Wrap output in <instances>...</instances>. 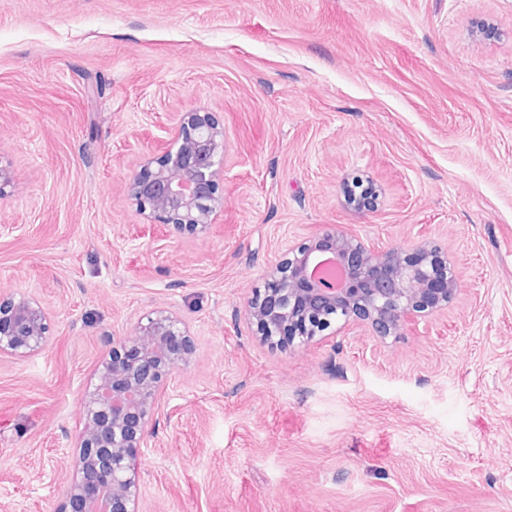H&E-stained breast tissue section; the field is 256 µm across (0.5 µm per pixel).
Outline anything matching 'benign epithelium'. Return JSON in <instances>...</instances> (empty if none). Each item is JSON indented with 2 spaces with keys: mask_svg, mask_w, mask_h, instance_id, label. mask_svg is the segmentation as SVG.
<instances>
[{
  "mask_svg": "<svg viewBox=\"0 0 512 512\" xmlns=\"http://www.w3.org/2000/svg\"><path fill=\"white\" fill-rule=\"evenodd\" d=\"M166 150L144 158L125 185L149 224L204 233L224 209V130L208 113L177 112ZM330 255L343 270L341 286L314 276ZM458 290L453 266L427 241L378 249L335 225L286 249L244 301V319L268 346L306 347L340 322L366 325L379 337L400 336L448 307ZM48 316L23 294L0 292V357L24 358L43 349ZM195 346L186 322L164 308L140 315L128 336L112 338L94 381L82 394L83 431L73 452L59 512H140L139 449L176 370Z\"/></svg>",
  "mask_w": 512,
  "mask_h": 512,
  "instance_id": "benign-epithelium-1",
  "label": "benign epithelium"
}]
</instances>
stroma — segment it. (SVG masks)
<instances>
[{"label": "stroma", "mask_w": 512, "mask_h": 512, "mask_svg": "<svg viewBox=\"0 0 512 512\" xmlns=\"http://www.w3.org/2000/svg\"><path fill=\"white\" fill-rule=\"evenodd\" d=\"M190 109L224 130L204 234L124 190ZM0 165V288L49 316L0 358V512H57L83 390L157 307L196 353L141 512H512V0H0ZM327 224L431 240L455 298L398 338L259 345L244 299Z\"/></svg>", "instance_id": "1"}]
</instances>
